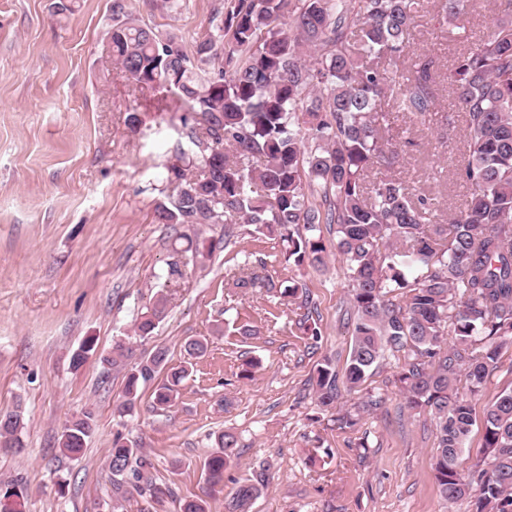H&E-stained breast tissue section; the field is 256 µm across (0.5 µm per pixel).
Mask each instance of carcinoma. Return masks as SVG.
<instances>
[{"label":"carcinoma","mask_w":512,"mask_h":512,"mask_svg":"<svg viewBox=\"0 0 512 512\" xmlns=\"http://www.w3.org/2000/svg\"><path fill=\"white\" fill-rule=\"evenodd\" d=\"M426 0H222L202 40L141 25L112 2V58L137 86L160 89L188 107L181 117L187 147L166 167L169 204L161 224H247L279 238L285 261L324 267L337 254L349 279L351 347L344 373L329 357L310 378L317 405L336 411V428H354L382 402L370 394L351 409L338 408L341 389L361 386L386 354L403 359L399 375L405 408L435 421L434 479L448 502L473 498V512H512V390L484 414L482 465L469 472L460 458L474 425L471 396L512 344V0L505 18L457 58L450 88L464 127L467 158L461 169L463 207L440 222L438 196L416 191L400 177L403 154L389 116L407 128L426 125L438 111L436 59L411 48L427 16ZM448 31L463 37L467 0H437ZM322 224L336 225L326 243ZM168 275L209 257L221 240L201 244L186 234ZM282 304L300 300L298 325L314 341L305 285L294 280L277 292ZM158 296L135 322L152 334L167 310ZM454 336L447 344L446 335ZM95 352L89 337L72 354L79 370ZM130 349L117 342L102 361L126 367ZM156 348L127 367L121 412L134 410L140 389L152 387L153 408L173 405L189 376L166 368ZM165 378L157 383L161 371ZM466 372L469 394L457 391ZM21 411L0 413V439L21 451ZM94 429L84 412L64 427L61 452L80 456ZM238 439L223 431L205 461L217 487L236 457ZM135 452L122 434L112 441L108 468L120 490ZM269 484L261 465L225 497V512H250ZM24 488L0 485V512H21Z\"/></svg>","instance_id":"carcinoma-1"}]
</instances>
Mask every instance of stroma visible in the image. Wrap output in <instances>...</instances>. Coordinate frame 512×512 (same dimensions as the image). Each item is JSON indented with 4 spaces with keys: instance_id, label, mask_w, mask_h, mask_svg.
<instances>
[{
    "instance_id": "1",
    "label": "stroma",
    "mask_w": 512,
    "mask_h": 512,
    "mask_svg": "<svg viewBox=\"0 0 512 512\" xmlns=\"http://www.w3.org/2000/svg\"><path fill=\"white\" fill-rule=\"evenodd\" d=\"M217 2L181 0L170 11L161 0H127V8L161 32L202 37ZM428 11L413 47L437 59L446 120L412 131L416 145L401 176L455 210L466 194L457 176L463 130L446 78L460 54L494 30L501 7L471 0L464 40L449 37L436 6ZM111 26L112 0H0V409H20L24 421L21 450L0 447V482L22 481L25 512H180L192 498L224 512L226 489L265 464L270 483L252 512H470L469 501L451 504L437 492L435 424L428 412L404 409L396 359L343 392L346 408L373 390L384 397L354 429H336L318 409L308 379L323 356L344 366L351 343L339 257L321 271L300 269L284 262L278 240L242 226L204 267L186 266L182 279L168 282L187 228L158 223L156 209L169 200L166 168L176 160L182 110L164 111L161 91L135 90L112 61ZM133 112L142 120L136 133L127 124ZM260 258L261 278L305 282L320 341L297 329L296 307L259 287H235L239 265ZM160 292L169 298L167 314L140 339L134 320ZM245 324L255 331L248 340L238 333ZM90 336L95 355L72 369V353ZM191 338L206 340L208 351L174 405L153 409L146 387L134 412L120 416L125 372L101 355L121 339L131 362L162 346L176 367ZM252 358L259 367L239 378ZM511 389L507 345L472 399L464 468L481 458L486 407ZM85 410L95 431L80 457H67L59 437ZM224 431L237 436L238 456L219 489L207 483L203 463ZM118 434L151 464L150 483L128 486L122 497L112 493L107 466Z\"/></svg>"
}]
</instances>
